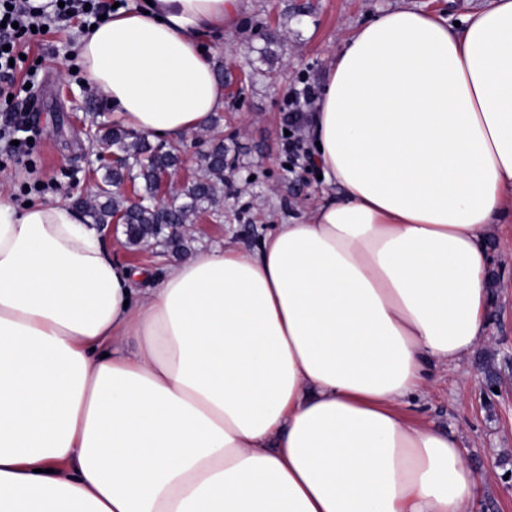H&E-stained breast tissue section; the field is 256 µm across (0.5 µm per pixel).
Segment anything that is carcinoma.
<instances>
[{
	"label": "carcinoma",
	"mask_w": 512,
	"mask_h": 512,
	"mask_svg": "<svg viewBox=\"0 0 512 512\" xmlns=\"http://www.w3.org/2000/svg\"><path fill=\"white\" fill-rule=\"evenodd\" d=\"M94 142L112 150V162L95 184L92 202L78 201L92 224H110L116 219L132 244L158 236L160 224H191L202 213L213 210L224 193L227 154L218 142L200 156V175L176 193L179 203L165 211L155 203L159 177L181 162L182 141L153 146L146 137L120 126H100ZM125 181L133 183L136 200L132 201L112 188Z\"/></svg>",
	"instance_id": "cac0c4a2"
}]
</instances>
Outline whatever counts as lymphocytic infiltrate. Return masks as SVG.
Segmentation results:
<instances>
[{
    "mask_svg": "<svg viewBox=\"0 0 512 512\" xmlns=\"http://www.w3.org/2000/svg\"><path fill=\"white\" fill-rule=\"evenodd\" d=\"M110 0H0V153L20 156L27 152L30 132L20 100L30 99L38 84L37 67L27 68L23 81L15 73L23 65L22 54L34 40V28L58 27L77 17L99 18L110 13ZM24 66V65H23Z\"/></svg>",
    "mask_w": 512,
    "mask_h": 512,
    "instance_id": "lymphocytic-infiltrate-1",
    "label": "lymphocytic infiltrate"
}]
</instances>
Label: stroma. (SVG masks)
Segmentation results:
<instances>
[{"instance_id": "stroma-1", "label": "stroma", "mask_w": 512, "mask_h": 512, "mask_svg": "<svg viewBox=\"0 0 512 512\" xmlns=\"http://www.w3.org/2000/svg\"><path fill=\"white\" fill-rule=\"evenodd\" d=\"M491 0H244L240 28L224 35L215 67L224 70V110L211 132L185 136L186 149L172 171L176 184L198 173V158L212 143L223 142L236 169L224 182L221 217L202 214L191 224L180 253L151 255L127 244L122 227L104 226L100 235L108 256L146 267L153 287L171 264L204 248L230 244L255 253L275 225L293 222L321 199L318 167L293 164L283 148L284 101L293 88L321 85L329 56L357 25L393 9L434 12L459 21L488 7ZM76 24L54 29L33 45L41 59V85L29 104L40 136L22 162L0 160V186L11 187L17 174L33 172L41 182L38 200L72 203L95 188L99 169L88 151L90 117L115 124L104 98L69 70L64 56L77 53ZM492 256L488 286L493 308L488 342L457 365L431 366L423 392L403 408L411 421L457 437L465 464L484 475V489L473 512H512V211H506L488 241Z\"/></svg>"}]
</instances>
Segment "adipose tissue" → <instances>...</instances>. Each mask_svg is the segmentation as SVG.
Wrapping results in <instances>:
<instances>
[{
	"label": "adipose tissue",
	"mask_w": 512,
	"mask_h": 512,
	"mask_svg": "<svg viewBox=\"0 0 512 512\" xmlns=\"http://www.w3.org/2000/svg\"><path fill=\"white\" fill-rule=\"evenodd\" d=\"M241 6L117 7L78 36L85 82L151 140L211 129L205 44ZM307 144L342 196L147 290L71 207L0 191V512H471L458 438L400 407L487 338L512 0L353 29Z\"/></svg>",
	"instance_id": "adipose-tissue-1"
}]
</instances>
